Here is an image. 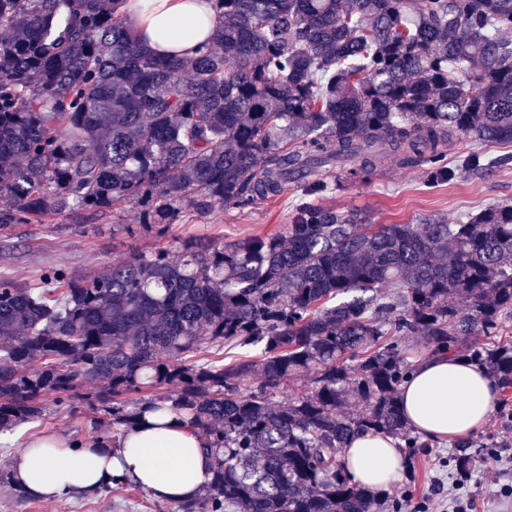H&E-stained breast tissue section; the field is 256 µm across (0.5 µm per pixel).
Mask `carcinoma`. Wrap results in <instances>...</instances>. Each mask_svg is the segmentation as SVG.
<instances>
[{
    "mask_svg": "<svg viewBox=\"0 0 512 512\" xmlns=\"http://www.w3.org/2000/svg\"><path fill=\"white\" fill-rule=\"evenodd\" d=\"M116 2L0 0V230L129 202L158 227L292 182L323 193L348 163L418 167L438 187L453 138L512 144V0H217L214 41L165 59L138 48ZM511 326V203L454 224L303 203L284 237L186 242L88 279L0 272V435L43 419L49 397L74 409L85 384L114 437L146 412L205 436L210 486L173 512H383L340 453L363 432L419 447L398 406L407 338L506 392L512 341L479 338ZM226 346L229 362L207 356ZM308 371L309 391L274 400Z\"/></svg>",
    "mask_w": 512,
    "mask_h": 512,
    "instance_id": "1",
    "label": "carcinoma"
}]
</instances>
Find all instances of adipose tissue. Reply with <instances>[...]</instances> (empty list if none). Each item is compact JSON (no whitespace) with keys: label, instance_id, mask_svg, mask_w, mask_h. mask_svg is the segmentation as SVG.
<instances>
[{"label":"adipose tissue","instance_id":"ef3b65f1","mask_svg":"<svg viewBox=\"0 0 512 512\" xmlns=\"http://www.w3.org/2000/svg\"><path fill=\"white\" fill-rule=\"evenodd\" d=\"M140 47L157 56H193L213 38L219 23L216 0H121ZM498 386L482 366L436 354L419 362L399 394V408L412 429L437 444L472 436L489 420ZM201 435L174 417L146 418L127 430L117 447L98 448L59 438L27 442L11 459L15 484L30 497L95 494L112 480L140 486L155 500L178 503L200 496L211 481L213 459ZM340 459L353 481L372 497L383 496L404 477L395 438L365 433Z\"/></svg>","mask_w":512,"mask_h":512}]
</instances>
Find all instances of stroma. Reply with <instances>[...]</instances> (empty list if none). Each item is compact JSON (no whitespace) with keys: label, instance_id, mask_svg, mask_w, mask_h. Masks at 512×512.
Instances as JSON below:
<instances>
[{"label":"stroma","instance_id":"stroma-1","mask_svg":"<svg viewBox=\"0 0 512 512\" xmlns=\"http://www.w3.org/2000/svg\"><path fill=\"white\" fill-rule=\"evenodd\" d=\"M299 184H289L281 197L254 207L215 210L202 216L184 210L165 234L141 229L140 208L125 207L108 214L77 209L61 219L40 224H17L0 230V271L25 283H36L44 266L66 264L77 277H89L104 270L112 260L130 254L165 249L178 254L182 244L232 243L254 234L283 233L295 204L304 202ZM494 201L512 203V163L482 172H462L443 186L430 189L419 169L389 162L375 172L344 179L341 189L317 196L316 204L333 207L355 217L360 224H416L420 219L443 216L456 222L461 216L477 213ZM96 411L78 403L74 413L48 411L43 420L20 427L7 435V447H0V462L31 437H65L85 442L97 441L101 432L94 426ZM457 442L429 443L405 462V476L397 493L419 502L433 479L452 483L455 479L447 464L459 455ZM502 473L501 484L512 485V468L503 469L491 453L479 456L465 490L483 502L487 512H512V499L502 497L501 484H493L495 473ZM165 503L147 492L128 486L117 492L94 495L74 493L41 500L18 497L12 486L0 485V512H167Z\"/></svg>","mask_w":512,"mask_h":512}]
</instances>
